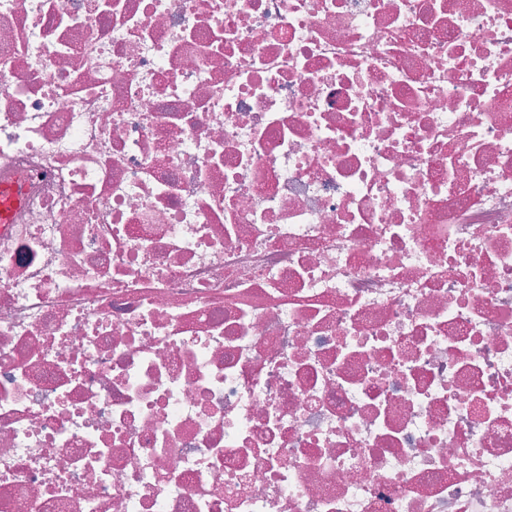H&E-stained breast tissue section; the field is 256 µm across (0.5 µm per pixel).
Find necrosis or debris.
<instances>
[{
    "label": "necrosis or debris",
    "instance_id": "obj_1",
    "mask_svg": "<svg viewBox=\"0 0 512 512\" xmlns=\"http://www.w3.org/2000/svg\"><path fill=\"white\" fill-rule=\"evenodd\" d=\"M0 512H512V0H0Z\"/></svg>",
    "mask_w": 512,
    "mask_h": 512
}]
</instances>
